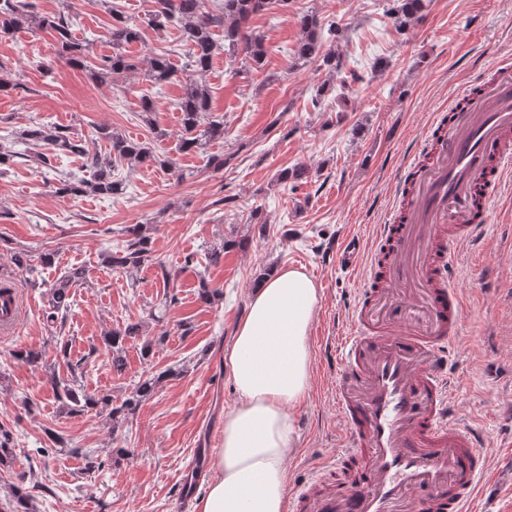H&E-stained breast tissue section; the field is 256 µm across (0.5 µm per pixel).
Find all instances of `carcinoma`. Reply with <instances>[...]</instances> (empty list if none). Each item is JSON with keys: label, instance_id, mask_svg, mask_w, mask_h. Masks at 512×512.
<instances>
[{"label": "carcinoma", "instance_id": "obj_1", "mask_svg": "<svg viewBox=\"0 0 512 512\" xmlns=\"http://www.w3.org/2000/svg\"><path fill=\"white\" fill-rule=\"evenodd\" d=\"M398 5L390 10V15L398 29H403L408 22L420 17L424 9V0H397ZM268 0H221L218 12L213 14L203 9V0H154V9L148 14L147 25L155 30L178 25L182 28L185 41L189 44V66L196 73L208 70L212 58L218 49L214 38V28H224V51L233 56L244 55V60L257 66L263 61L265 50L263 39L250 30L251 18L264 11ZM35 25L55 33L58 55L75 65H83L90 53L89 45L73 39L71 21L64 14L38 16L29 10L26 0H0V33H9L24 25ZM298 24L302 37L298 42L297 55L301 59H310L321 51L318 39L320 21L316 14L307 13L299 17ZM140 24L126 17H116L108 30L112 42L113 54L100 59L95 76L106 81L112 75L131 68L121 48L140 39ZM322 55V54H320ZM322 62L333 70L343 68V62L336 53L329 51L322 55ZM173 69L169 59L164 55L152 57L148 77L155 86L161 87L169 82ZM181 112L182 133L181 148L184 151L202 150L210 142L224 138V123L216 120L205 121L210 111V95L206 88L197 82L185 85L184 93L178 103ZM98 138L109 143L110 152L106 158L97 153H90L82 140L75 137L69 128L63 126H32L20 133L22 142L35 151L28 155V160L36 167L52 168L51 158L60 153H70L86 158V163L93 169L92 178L73 183L69 180L60 182L59 194L94 193L112 196L124 190L123 183L112 176L113 161L127 160L139 164H166L154 154L145 143L119 134L107 126L97 130ZM128 239L122 250L107 256V263L127 272L138 270L153 261L150 249V237L145 235L143 225L135 224L126 228ZM85 278L84 270L73 268L57 279L49 290V312L46 321L55 323L58 314L71 306L70 290ZM139 332L136 325L124 330H115L109 334L108 346L112 349V366L118 370L124 367V343L127 337ZM63 363L69 377H57L53 382L54 398L60 408L68 414L82 413L103 402L112 399L87 393L77 386V375L84 373L88 358L75 362L69 360L67 346L60 347ZM176 374V369L169 368L158 376H152L139 382L133 392L122 403L111 409L112 428L120 427L134 416L143 399L150 395L159 381L166 375ZM0 512H31L28 494L21 487H14L8 502L0 507Z\"/></svg>", "mask_w": 512, "mask_h": 512}]
</instances>
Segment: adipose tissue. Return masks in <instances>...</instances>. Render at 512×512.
Here are the masks:
<instances>
[{"mask_svg":"<svg viewBox=\"0 0 512 512\" xmlns=\"http://www.w3.org/2000/svg\"><path fill=\"white\" fill-rule=\"evenodd\" d=\"M319 300L315 282L288 267L254 289L224 353L237 401L224 414L222 445L194 512H284L296 443L291 409L310 388L308 334Z\"/></svg>","mask_w":512,"mask_h":512,"instance_id":"1","label":"adipose tissue"}]
</instances>
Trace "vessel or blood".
Segmentation results:
<instances>
[{"instance_id":"obj_1","label":"vessel or blood","mask_w":512,"mask_h":512,"mask_svg":"<svg viewBox=\"0 0 512 512\" xmlns=\"http://www.w3.org/2000/svg\"><path fill=\"white\" fill-rule=\"evenodd\" d=\"M427 160L403 164L402 198L371 240L336 248L364 284L335 336L330 372L342 451L288 497L286 512H475L489 438L460 419L450 348L464 303L448 271L475 241L512 173V63L460 91L429 127ZM26 315L18 293L0 297V335Z\"/></svg>"}]
</instances>
